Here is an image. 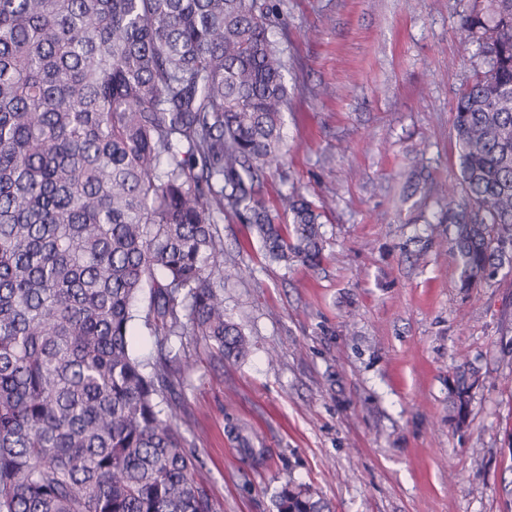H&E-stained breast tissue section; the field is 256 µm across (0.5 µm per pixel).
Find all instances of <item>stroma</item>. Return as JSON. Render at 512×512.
Returning <instances> with one entry per match:
<instances>
[{"instance_id": "stroma-1", "label": "stroma", "mask_w": 512, "mask_h": 512, "mask_svg": "<svg viewBox=\"0 0 512 512\" xmlns=\"http://www.w3.org/2000/svg\"><path fill=\"white\" fill-rule=\"evenodd\" d=\"M275 5L288 159L260 196L283 224L282 195L323 207L324 259L271 262L225 217L224 307L252 351L190 359L184 419L209 486L224 512H275L290 479L334 512H512V273L463 287L440 221L454 103L483 68L456 37L472 0ZM462 364L480 382L459 425L448 379Z\"/></svg>"}]
</instances>
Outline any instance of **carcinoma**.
I'll use <instances>...</instances> for the list:
<instances>
[{"label": "carcinoma", "instance_id": "cac0c4a2", "mask_svg": "<svg viewBox=\"0 0 512 512\" xmlns=\"http://www.w3.org/2000/svg\"><path fill=\"white\" fill-rule=\"evenodd\" d=\"M274 10L0 0V512H223L182 397L199 343L233 361L251 349L224 311L219 224H249L272 262L324 250L304 196L283 198L289 232L260 198L287 152ZM457 38L484 62L454 104L445 203L469 288L512 269V0H473ZM479 381L456 372V423ZM274 507L333 512L292 479Z\"/></svg>", "mask_w": 512, "mask_h": 512}]
</instances>
